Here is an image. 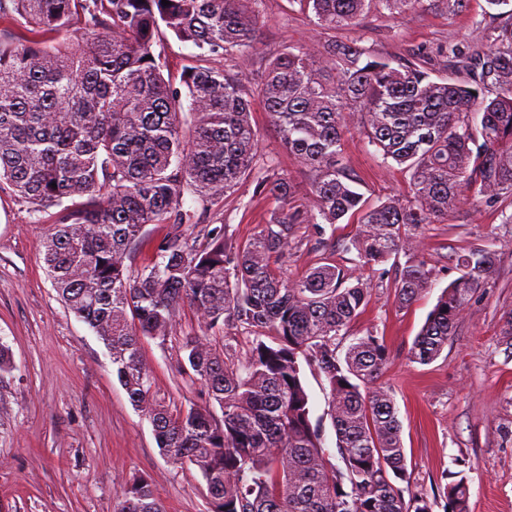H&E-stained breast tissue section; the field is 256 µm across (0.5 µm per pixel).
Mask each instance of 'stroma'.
I'll list each match as a JSON object with an SVG mask.
<instances>
[{
	"mask_svg": "<svg viewBox=\"0 0 512 512\" xmlns=\"http://www.w3.org/2000/svg\"><path fill=\"white\" fill-rule=\"evenodd\" d=\"M512 15L469 0L466 11L449 13L444 0H424L405 15L373 12L359 26L337 32L338 40L370 48L394 63L418 52L431 59L433 77L457 76L442 51L487 47ZM318 38L311 19L287 0H263L256 40L239 63L260 75L285 43ZM252 122L259 136L257 170L273 168L303 202L312 181L309 168L288 154L262 108ZM355 188L370 205L405 192L408 174L384 163L360 134L348 137L342 154ZM253 179L196 212L199 224H221L232 241L257 233L275 207L254 191ZM512 206L465 202L447 220L424 225L415 252L429 272L430 286L409 306L395 296V276L406 256L369 268L351 243L356 220L326 228L324 246L291 249L281 265L285 280L304 276L315 263L341 265L366 283L369 294L351 335L373 333L389 364L381 381L391 389L402 424L409 488L445 512L440 492L449 477H466L468 512H512V358L500 346L502 316L512 311ZM46 213L31 212L10 190H0V343L9 347L13 370L0 378V512H116L133 477H150L163 512H208L206 484L192 466L175 465L155 443L153 428L130 402L112 371L103 344L59 299L42 260ZM476 248L496 253L495 271L462 312L455 335L433 362H410L408 350L438 297L460 276L458 257ZM197 323L183 308L171 341L147 339L143 356L154 377L153 391L171 409L203 404L205 389L181 371L183 332ZM311 419L322 445L336 449L323 375L304 370Z\"/></svg>",
	"mask_w": 512,
	"mask_h": 512,
	"instance_id": "35a3bbf8",
	"label": "stroma"
}]
</instances>
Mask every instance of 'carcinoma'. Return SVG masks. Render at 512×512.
Instances as JSON below:
<instances>
[{"label":"carcinoma","mask_w":512,"mask_h":512,"mask_svg":"<svg viewBox=\"0 0 512 512\" xmlns=\"http://www.w3.org/2000/svg\"><path fill=\"white\" fill-rule=\"evenodd\" d=\"M288 2L313 15L322 41L284 46L255 79L232 61L252 47L262 0H0V20L20 19L25 31L0 36V184L35 212L58 209L43 251L53 287L107 349L161 454L200 473L209 512H432L428 500L405 498L401 422L379 383L385 346L367 333L340 350L368 288L345 285L337 263L294 282L278 264L302 243V224L320 233L359 215L352 246L374 267L413 252L422 225L456 211L466 190L486 206L512 199V27L486 51L446 48L467 78L434 79L421 53L394 66L336 40L373 10L399 15L423 0ZM163 27L199 50L176 75L154 53ZM216 59L227 65H202ZM257 102L282 147L314 173L310 198L243 243L229 242L222 224L202 227L199 243L182 229L195 214L187 199L212 204L250 174ZM354 129L409 173L407 193L366 206L339 166ZM256 190L283 204L293 194L273 172ZM147 224L171 231L154 244L157 261L135 272L127 260ZM459 264L412 362L429 364L448 346L495 254L471 250ZM428 282L423 266L405 264L398 302L411 304ZM186 305L198 330L180 350L209 403L173 412L152 390L141 345H165ZM229 325L252 336L246 353L233 337L213 343ZM304 364L328 383L340 467L312 424ZM442 493L451 512H467L465 477ZM118 512H162L148 477L124 490Z\"/></svg>","instance_id":"1"}]
</instances>
